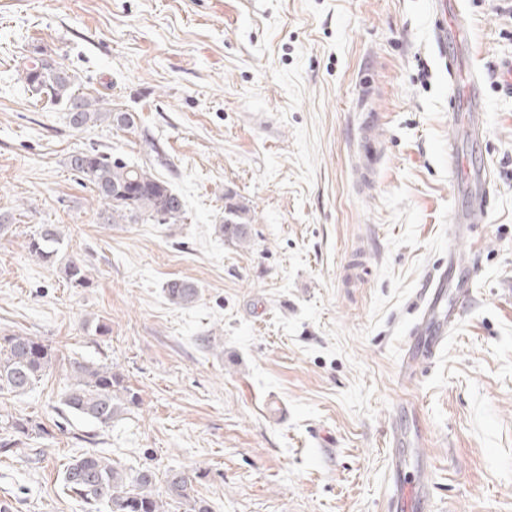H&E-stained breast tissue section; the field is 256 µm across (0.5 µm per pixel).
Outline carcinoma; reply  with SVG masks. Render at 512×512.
<instances>
[{
  "label": "carcinoma",
  "instance_id": "obj_1",
  "mask_svg": "<svg viewBox=\"0 0 512 512\" xmlns=\"http://www.w3.org/2000/svg\"><path fill=\"white\" fill-rule=\"evenodd\" d=\"M23 73L32 95L66 102L67 118L75 129L104 119L122 128L134 127L131 113L104 111L97 100L74 91L66 68L42 51L27 57ZM69 165L97 193L103 205L100 216L106 224H136L141 220L174 224L182 217L184 205L179 194L142 167L121 163L95 149L72 154ZM220 231L232 240L247 242L246 208L229 206ZM62 245L59 226L43 224L29 239L28 251L37 260L52 264ZM64 273L74 287L88 283L85 268L74 260L66 263ZM165 294L170 302L185 306L196 301L198 289L189 281L175 278L166 282ZM52 367L51 348L43 342L16 333L0 336V394H26ZM70 378L72 383L63 398L66 410L101 427H111L120 415L138 404L137 393L125 386L122 376L110 366L75 360ZM11 426L26 437L45 433L41 424L27 418L14 417ZM155 479L150 466L128 474L107 458L89 452L74 459L62 477L72 498L91 506L104 502L109 512H169L171 500L185 506V512H209L206 505L190 495L191 480L185 473L171 472L163 495L156 492Z\"/></svg>",
  "mask_w": 512,
  "mask_h": 512
}]
</instances>
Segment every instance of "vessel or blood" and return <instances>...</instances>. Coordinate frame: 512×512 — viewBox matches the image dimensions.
I'll return each instance as SVG.
<instances>
[{
	"mask_svg": "<svg viewBox=\"0 0 512 512\" xmlns=\"http://www.w3.org/2000/svg\"><path fill=\"white\" fill-rule=\"evenodd\" d=\"M434 23L435 40L441 54L448 62V83L451 93L448 100L451 113L466 112L471 118V135L481 140L485 130L481 121L485 105L484 85L481 75L474 70L464 71L461 49L469 35L467 14L464 9H436ZM448 164L452 170H464L471 184L468 204L456 212L453 220L455 235H467L471 224L482 221L493 197L494 180L490 164L465 168L456 143L448 145ZM470 279L449 284L447 272L432 277L418 306L417 322L412 331L413 339L406 351L403 377H412L418 362L428 359L445 340L449 329L456 323L459 312L456 307H443L448 290H455L458 301H465L470 293ZM393 512H426L430 501V487L417 473L406 470L400 454H393L390 464Z\"/></svg>",
	"mask_w": 512,
	"mask_h": 512,
	"instance_id": "1",
	"label": "vessel or blood"
}]
</instances>
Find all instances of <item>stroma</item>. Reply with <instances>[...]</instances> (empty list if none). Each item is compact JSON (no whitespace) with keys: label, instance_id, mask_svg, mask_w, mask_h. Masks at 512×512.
<instances>
[{"label":"stroma","instance_id":"stroma-1","mask_svg":"<svg viewBox=\"0 0 512 512\" xmlns=\"http://www.w3.org/2000/svg\"><path fill=\"white\" fill-rule=\"evenodd\" d=\"M434 0H0V336L49 345L29 393L0 395V505L92 512L63 489L95 453L192 479L210 512H387V438L431 485L433 512H512V0H465L484 79L492 209L451 240L464 205ZM61 62L80 92L132 113L70 126L38 101L26 56ZM368 87H361L362 78ZM96 149L184 200L174 224H103L69 167ZM250 210L249 241L219 231ZM59 225L55 263L31 257ZM456 257L472 294L434 357L401 375L417 306ZM80 258L89 278L64 275ZM173 278L199 291L172 304ZM106 325L98 334L96 325ZM107 364L138 395L103 428L65 412L73 360ZM41 423L14 432L9 416ZM63 245V235L56 224H43L28 242V251L38 261L52 264Z\"/></svg>","mask_w":512,"mask_h":512}]
</instances>
